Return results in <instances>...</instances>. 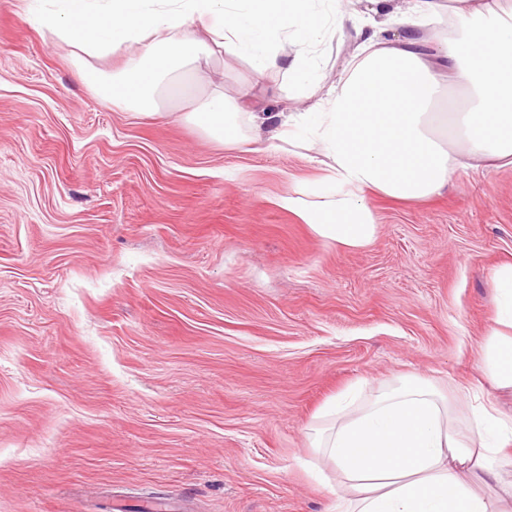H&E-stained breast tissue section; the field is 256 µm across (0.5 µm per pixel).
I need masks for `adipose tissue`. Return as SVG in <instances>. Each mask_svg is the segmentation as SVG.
<instances>
[{"label":"adipose tissue","instance_id":"obj_1","mask_svg":"<svg viewBox=\"0 0 512 512\" xmlns=\"http://www.w3.org/2000/svg\"><path fill=\"white\" fill-rule=\"evenodd\" d=\"M349 16L343 0H30L34 22L88 57L133 48L120 71L80 68L113 106L161 114L164 91L215 58L246 59L233 93L196 90L187 122L230 142L239 115L264 144L300 142L323 157L332 195L279 204L329 245L361 248L377 232L367 195L421 201L459 170L512 167V9L502 0H371ZM353 31L349 71L308 112H266L255 90L271 71L298 86L314 75L317 44ZM296 50L284 54L281 42ZM497 311L480 370L512 392V265L494 277ZM311 445L336 472L330 512H512V412L480 402L458 421L447 398L411 376L365 405L353 394L324 405Z\"/></svg>","mask_w":512,"mask_h":512}]
</instances>
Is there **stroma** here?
Listing matches in <instances>:
<instances>
[{"mask_svg":"<svg viewBox=\"0 0 512 512\" xmlns=\"http://www.w3.org/2000/svg\"><path fill=\"white\" fill-rule=\"evenodd\" d=\"M354 47H317L322 87ZM77 55L0 0V512H329L308 428L338 393L419 375L512 409L479 370L512 168L370 195L372 243L328 245L279 205L320 186L309 150L103 104ZM259 94L315 103L281 73Z\"/></svg>","mask_w":512,"mask_h":512,"instance_id":"stroma-1","label":"stroma"}]
</instances>
